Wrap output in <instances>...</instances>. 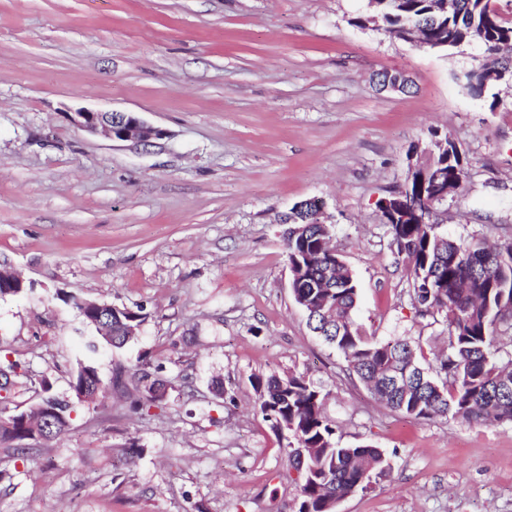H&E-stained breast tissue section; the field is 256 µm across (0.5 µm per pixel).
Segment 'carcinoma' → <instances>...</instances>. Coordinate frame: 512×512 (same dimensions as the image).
Returning a JSON list of instances; mask_svg holds the SVG:
<instances>
[{"mask_svg": "<svg viewBox=\"0 0 512 512\" xmlns=\"http://www.w3.org/2000/svg\"><path fill=\"white\" fill-rule=\"evenodd\" d=\"M373 10L390 36L403 41L419 37L429 49L445 50L476 42L483 54L462 75L464 89L481 98L496 82L512 80V54L502 52L512 42V22L505 21L491 0H377ZM448 180L461 189L462 153L453 140L405 185L417 194L422 179ZM315 203L291 209L286 249L291 288L297 304L316 308L308 316L313 331L345 358L350 373L378 400L395 412L428 419L451 415L468 422L512 424V351L502 353L501 332L512 329V239L494 244L480 236L450 239L436 224H391L397 254L404 257L411 276V300L424 314H437L448 330L446 351L436 364L421 367L415 350L404 340L377 342L365 336L355 308L357 283L338 254L330 252L331 225L321 224ZM140 315L124 308L112 315V347L121 348ZM412 365L416 378L406 392L388 388L382 377L401 365ZM131 377L147 405L162 402L167 382L145 363ZM259 410L274 429H288L289 457L298 471L299 507L311 512H336L334 503L383 476L390 463L371 445L344 446L324 416L320 388L301 376H253ZM42 401L64 415L69 427L72 403L51 393L43 383ZM71 389L87 391L92 399L101 391L95 368L82 366ZM29 438L17 421L0 427V444Z\"/></svg>", "mask_w": 512, "mask_h": 512, "instance_id": "obj_1", "label": "carcinoma"}]
</instances>
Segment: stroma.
Returning a JSON list of instances; mask_svg holds the SVG:
<instances>
[{
    "label": "stroma",
    "mask_w": 512,
    "mask_h": 512,
    "mask_svg": "<svg viewBox=\"0 0 512 512\" xmlns=\"http://www.w3.org/2000/svg\"><path fill=\"white\" fill-rule=\"evenodd\" d=\"M370 12L369 0H0V265L34 284L0 297V362L25 372L10 404L38 402L46 382L70 396L83 364L102 381L65 435L0 445V512H297L288 440L250 383L273 372L320 387L342 444L391 464L338 512H512V425L392 411L292 295L282 218L319 199L366 335L409 338L432 363L446 328L416 314L378 204L436 132L466 169L442 232L512 239V88L489 110L460 81L477 43L427 50L355 25ZM384 71L409 90H379ZM79 108L133 112L162 135L101 139L73 124ZM75 294L141 314L138 335L100 345ZM146 360L170 387L135 411L112 373Z\"/></svg>",
    "instance_id": "stroma-1"
}]
</instances>
